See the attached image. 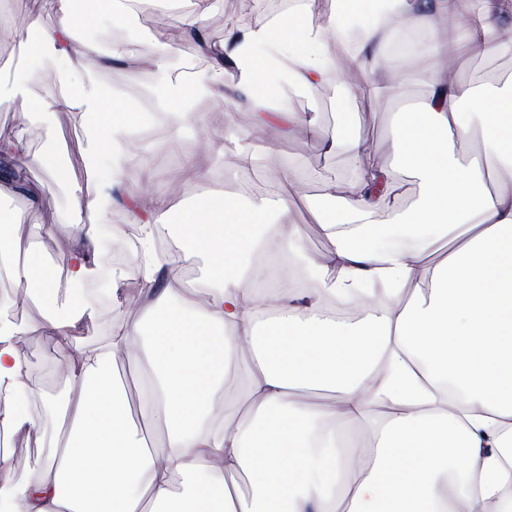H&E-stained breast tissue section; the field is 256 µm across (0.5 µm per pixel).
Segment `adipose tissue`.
Segmentation results:
<instances>
[{
	"mask_svg": "<svg viewBox=\"0 0 512 512\" xmlns=\"http://www.w3.org/2000/svg\"><path fill=\"white\" fill-rule=\"evenodd\" d=\"M167 0H94L76 13L74 0H43V8L67 16L48 27L35 17L16 33L32 58L61 59L68 90L36 99L34 112L68 110L95 118L88 147L91 168L112 161L110 177L76 195L77 223L67 267L73 282L87 273L94 231L124 196L131 223H175L177 236L205 258L211 291L198 306L170 262L145 248L149 298L140 315L104 343L82 344L80 313L56 308L53 265L35 246H22L17 227L0 219V274L25 282L20 303L47 308L41 325L61 352L80 358L63 397L35 391L12 339L0 323V400L10 408L0 430L34 426L48 414L54 432L43 456L17 470L0 487L11 512H512V73L492 89L424 75L427 93L394 132L398 167L421 188L413 209L379 227L396 184L387 170L364 162L357 136L333 131L360 175L339 194L313 201L331 249L292 270L309 280L313 301L271 288L256 294L255 260L287 256L298 230L283 233L288 200L241 207L229 194L214 195L171 220L164 197L142 201L127 192L122 164L132 153L125 131L145 118L108 103L86 69L92 50L74 27L118 21ZM181 18L183 36L206 58L203 72L185 77L170 66L178 47L156 48L161 116L186 122V102L199 90L236 108L246 101L256 127L293 129L304 118L287 101L270 104L275 75L308 87L337 74L331 51L345 33L344 0L315 15L313 0H294L263 23L230 25L212 41L203 22L215 0H190ZM448 0H376L366 33L353 51L364 68L381 66L397 28L412 24L430 33V48L443 55L436 19ZM512 0H474L464 45L471 54L512 57ZM237 81L225 82L227 65ZM477 114L482 155L466 160L457 143ZM29 163L20 138L0 137V199L39 191L22 180ZM455 242L447 261L428 265L427 251L440 239ZM355 293L362 319L344 321L321 310L319 296ZM151 370L162 431L152 442L130 416L125 387L112 374L118 354ZM388 379L369 381L379 364ZM242 374L245 409L231 413L224 381ZM325 394L329 406L303 404ZM395 406L387 419L368 407ZM369 441L338 449L351 424Z\"/></svg>",
	"mask_w": 512,
	"mask_h": 512,
	"instance_id": "obj_1",
	"label": "adipose tissue"
}]
</instances>
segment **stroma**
<instances>
[{
  "instance_id": "obj_1",
  "label": "stroma",
  "mask_w": 512,
  "mask_h": 512,
  "mask_svg": "<svg viewBox=\"0 0 512 512\" xmlns=\"http://www.w3.org/2000/svg\"><path fill=\"white\" fill-rule=\"evenodd\" d=\"M39 0H0V67L18 60V49L10 39L13 31L28 28ZM178 25L166 11H148L128 17L121 24L103 23L113 42L122 44L129 60L115 66L93 62L92 75L108 95L119 94L131 107L141 110L151 102L156 85L154 58L158 44L172 40ZM339 75L321 86L305 92L295 91L286 81H278L275 91L291 100L303 113V126L289 132L275 127L255 130L250 112L230 111L223 103L197 92L187 105L192 119L183 127L164 125L160 132L165 139L180 138L184 150L194 152L198 164L207 172L206 183L198 184L176 176L177 159L171 152L155 155L151 160L154 179L151 183L135 180L131 191L152 190L166 196L174 209L190 207L202 195L229 192L238 195L242 204L260 203L281 192L289 203L288 220L297 225L306 254L318 259L327 253L329 241L322 233L319 218L307 205L308 199L321 197L336 190L337 174L352 169L347 154L330 152L324 137L339 119H346L367 145L366 161L382 169L392 167V133L403 120L406 109L420 103L424 88L410 80L400 98L379 96L377 88L385 73L366 74L367 95H359L346 77L358 72L357 62L348 56L339 58ZM59 64L53 60L37 62L27 74V96L0 101V136L21 137L30 152L25 177L41 188L37 204H29L17 196L0 201L19 228L22 241L38 243L44 256L57 266L56 288L60 304L82 305L85 317L80 328L82 342L100 339V327L105 310L111 309L137 317L144 303L147 284L136 265L105 267L104 247H97L89 262V281L100 273L109 277V306L102 309L92 304H80L79 288L70 280L63 255L67 238L61 227L73 223L72 195L84 187L88 178V140L78 115L61 110L46 115L28 110V96L52 98L61 87L56 80ZM246 138L257 148V158L251 167L253 185H246L241 175L242 162L236 147L239 138ZM68 172L70 181L57 183L52 168ZM17 288L13 282L0 281V320L13 323L19 330L14 344L24 361L30 384L47 395L63 393L73 366L71 355L61 354L52 337L38 328L42 319L39 304L15 305ZM50 421L13 435L9 441V459L0 462V486L8 484L15 471L40 455L51 433Z\"/></svg>"
}]
</instances>
